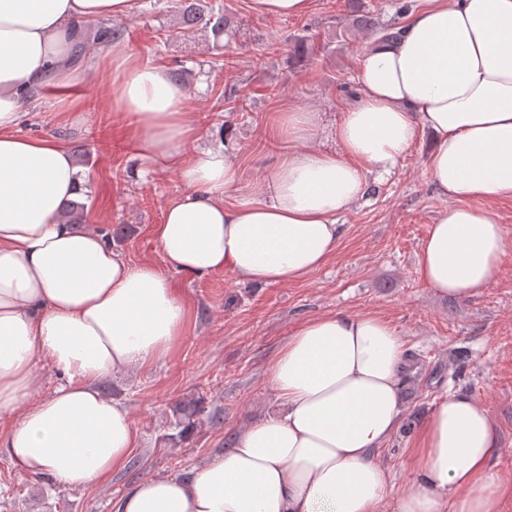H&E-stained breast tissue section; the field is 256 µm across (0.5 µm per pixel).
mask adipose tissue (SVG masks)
I'll use <instances>...</instances> for the list:
<instances>
[{"mask_svg":"<svg viewBox=\"0 0 512 512\" xmlns=\"http://www.w3.org/2000/svg\"><path fill=\"white\" fill-rule=\"evenodd\" d=\"M137 0H0V454L60 487H91L129 460L140 432L102 394L110 376L164 356L185 332L171 273H227L256 285L304 279L343 234L340 216L395 170L421 133L426 176L448 199L415 272L441 296L469 297L495 277L512 240L493 202L512 198V0H423L397 39L360 58L358 98L332 151L314 146L317 112L282 114L295 148L245 180L234 146H202L188 89L99 25ZM81 66H74L75 45ZM107 103L132 119L149 168L175 171L183 192L152 235L159 263L134 264L97 229L71 224L80 168L61 142L23 135L25 104L61 96L101 64ZM195 150H187V143ZM405 344L371 313L302 322L271 361L280 413L253 422L187 477L135 484L114 512H503L512 480L493 472L494 419L475 398L442 397L422 422L413 490L393 494L374 457L399 427ZM59 378L41 399L42 370Z\"/></svg>","mask_w":512,"mask_h":512,"instance_id":"1","label":"adipose tissue"}]
</instances>
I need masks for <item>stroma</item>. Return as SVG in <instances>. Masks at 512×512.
Masks as SVG:
<instances>
[{
  "mask_svg": "<svg viewBox=\"0 0 512 512\" xmlns=\"http://www.w3.org/2000/svg\"><path fill=\"white\" fill-rule=\"evenodd\" d=\"M222 2L236 29L218 41L182 30L175 0H140L135 15L113 27L131 53L182 76L203 143H234L247 180L263 178L276 157L292 150L287 138L274 135L286 110L321 113L316 144L331 148L337 117L359 94L361 53L374 36L353 26L351 0H313L309 14L286 18L253 14L248 0ZM167 30L177 38L160 42ZM304 34L311 35L312 49L291 63L293 40ZM112 83L105 65L78 85L74 105L45 91L40 102L24 107L21 131L65 142L84 168V223L105 231L131 263L156 264L151 228L183 185L171 171L138 176L129 119L105 100ZM430 145L429 134H420L368 202L341 217L334 256L302 280L254 286L223 272L172 273L188 308L184 336L165 356L103 385L130 409L140 446L124 467L88 488L37 481L1 454L0 512H112L114 500L138 481L191 472L229 447L249 421L278 411L267 380L272 358L304 320L336 311L376 314L405 343L406 411L377 453L393 475L394 492L411 485L419 425L452 393L489 406L499 439L492 469L512 478V257L469 299L438 296L417 277L423 240L446 205L425 173ZM189 401L200 415L185 429L178 407Z\"/></svg>",
  "mask_w": 512,
  "mask_h": 512,
  "instance_id": "35a3bbf8",
  "label": "stroma"
}]
</instances>
